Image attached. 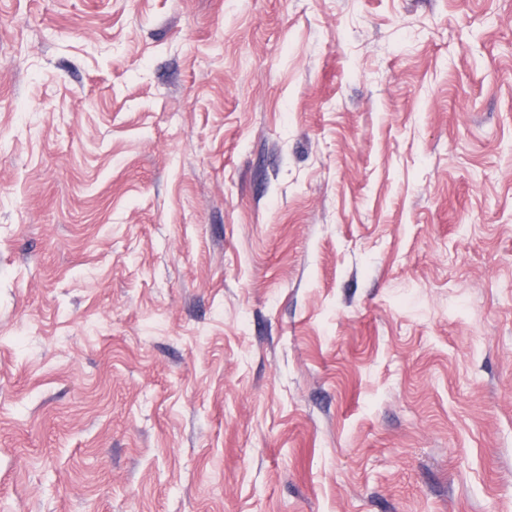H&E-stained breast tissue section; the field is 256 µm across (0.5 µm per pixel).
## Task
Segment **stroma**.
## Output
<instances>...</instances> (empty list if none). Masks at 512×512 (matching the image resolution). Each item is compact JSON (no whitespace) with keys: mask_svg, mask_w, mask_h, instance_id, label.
<instances>
[{"mask_svg":"<svg viewBox=\"0 0 512 512\" xmlns=\"http://www.w3.org/2000/svg\"><path fill=\"white\" fill-rule=\"evenodd\" d=\"M0 512H512V0H0Z\"/></svg>","mask_w":512,"mask_h":512,"instance_id":"obj_1","label":"stroma"}]
</instances>
